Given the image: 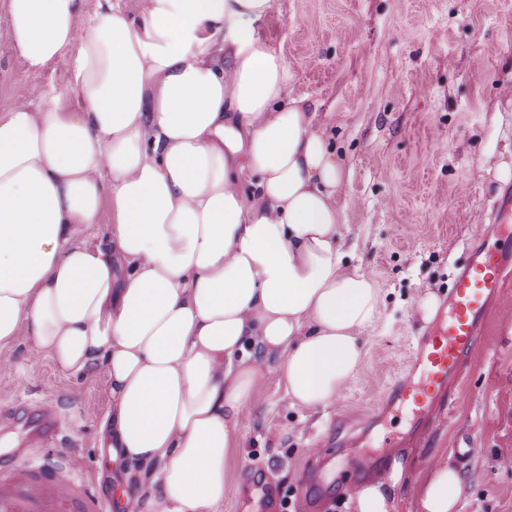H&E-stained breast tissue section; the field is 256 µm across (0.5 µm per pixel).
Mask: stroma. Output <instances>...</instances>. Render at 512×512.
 Masks as SVG:
<instances>
[{
  "mask_svg": "<svg viewBox=\"0 0 512 512\" xmlns=\"http://www.w3.org/2000/svg\"><path fill=\"white\" fill-rule=\"evenodd\" d=\"M255 25L280 51L291 95L316 107L317 125L351 171L346 204L348 267L381 288L378 312L362 333V370L325 409L287 406L276 371L257 387L233 451L218 512H261L243 502L242 483L260 470L282 499L308 491L310 512H348L353 487L388 479L396 512H423L414 488L447 459L462 477L457 512H512V284L490 309L482 344L449 394L457 406L421 434L408 411L376 418L373 407L420 336L432 325L417 310L427 291L445 300L464 241L512 186V0H273ZM69 63L26 69L11 45L0 0V112L60 92ZM64 397L82 462L98 485L124 490L104 461L103 372L73 374L37 352L29 336L0 347V398ZM398 439L378 462L382 434Z\"/></svg>",
  "mask_w": 512,
  "mask_h": 512,
  "instance_id": "1",
  "label": "stroma"
}]
</instances>
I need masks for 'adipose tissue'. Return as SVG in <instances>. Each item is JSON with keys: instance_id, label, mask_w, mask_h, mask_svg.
Returning <instances> with one entry per match:
<instances>
[{"instance_id": "1", "label": "adipose tissue", "mask_w": 512, "mask_h": 512, "mask_svg": "<svg viewBox=\"0 0 512 512\" xmlns=\"http://www.w3.org/2000/svg\"><path fill=\"white\" fill-rule=\"evenodd\" d=\"M83 3H7L27 70L70 71L0 113V347L25 331L62 369L103 371L129 512H217L264 370L316 412L362 367L380 288L344 264L350 171L254 36L273 0ZM461 483L432 468L425 512H454ZM99 224L88 225L86 229V241L92 246L105 244L110 236L112 224V212L108 204H103L98 216Z\"/></svg>"}]
</instances>
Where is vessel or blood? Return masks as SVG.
Wrapping results in <instances>:
<instances>
[{"instance_id":"obj_1","label":"vessel or blood","mask_w":512,"mask_h":512,"mask_svg":"<svg viewBox=\"0 0 512 512\" xmlns=\"http://www.w3.org/2000/svg\"><path fill=\"white\" fill-rule=\"evenodd\" d=\"M512 190L495 203L469 247L448 296L447 317L412 352L408 375L386 391L385 410L410 409L427 425L460 376L466 354L485 326L492 302L512 277ZM18 429L21 445L0 448V512H113L111 494L87 480L60 397L0 405V431Z\"/></svg>"}]
</instances>
